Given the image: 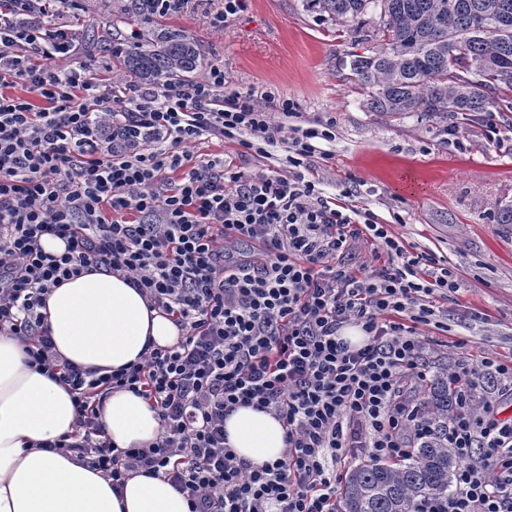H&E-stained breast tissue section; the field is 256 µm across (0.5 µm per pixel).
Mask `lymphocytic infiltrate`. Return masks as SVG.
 <instances>
[{
	"label": "lymphocytic infiltrate",
	"mask_w": 512,
	"mask_h": 512,
	"mask_svg": "<svg viewBox=\"0 0 512 512\" xmlns=\"http://www.w3.org/2000/svg\"><path fill=\"white\" fill-rule=\"evenodd\" d=\"M0 333L30 367L74 395L76 429L51 442L122 487L164 476L190 512H338L339 465L392 460L437 424L406 385L425 386L432 327L451 331L441 301L461 279L434 251L403 243L370 209L324 195L306 178L333 154V120L288 126L254 94L224 93V69L121 99L72 54L58 0H0ZM236 140L240 157L281 148L287 175L248 174L188 145ZM62 239L45 252L43 236ZM250 252H237L240 244ZM375 263L357 261L358 244ZM91 270L124 276L181 332L142 362L94 376L60 361L40 313L49 289ZM363 339L351 343L346 329ZM448 445L462 460L445 508L512 512V358L489 351L448 372ZM127 390L156 410L143 448L106 436L96 401ZM251 406L282 422L279 460L254 464L227 446L224 421Z\"/></svg>",
	"instance_id": "f902f5d3"
}]
</instances>
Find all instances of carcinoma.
<instances>
[{
	"mask_svg": "<svg viewBox=\"0 0 512 512\" xmlns=\"http://www.w3.org/2000/svg\"><path fill=\"white\" fill-rule=\"evenodd\" d=\"M308 10L338 23L355 22L356 34L380 16V46L366 55H350L353 80L367 90V107L389 117L419 114L457 131L480 122L497 102L495 94L512 90V0H305ZM465 40L449 52L448 38ZM125 84L154 85L166 78L186 81L202 66L196 44L169 29L129 46L117 45ZM483 66L478 84L460 77L462 68ZM489 218L512 230V200L496 202ZM448 370L433 375L427 409L448 423ZM460 459L437 433L401 460L362 461L347 473L339 512H417L425 502L445 500Z\"/></svg>",
	"mask_w": 512,
	"mask_h": 512,
	"instance_id": "carcinoma-1",
	"label": "carcinoma"
}]
</instances>
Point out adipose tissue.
<instances>
[{
  "mask_svg": "<svg viewBox=\"0 0 512 512\" xmlns=\"http://www.w3.org/2000/svg\"><path fill=\"white\" fill-rule=\"evenodd\" d=\"M40 312L60 356L101 375L141 361L148 343L168 346L179 336L119 274L93 271L65 281L48 291ZM97 412L121 448L144 447L160 432L156 411L129 391L109 393ZM75 422L72 394L29 367L18 341L0 333V512H189L167 479L134 475L117 492L75 454L45 449ZM224 428L239 457L280 459L284 430L271 415L241 406Z\"/></svg>",
  "mask_w": 512,
  "mask_h": 512,
  "instance_id": "ef3b65f1",
  "label": "adipose tissue"
}]
</instances>
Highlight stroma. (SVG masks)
<instances>
[{
  "mask_svg": "<svg viewBox=\"0 0 512 512\" xmlns=\"http://www.w3.org/2000/svg\"><path fill=\"white\" fill-rule=\"evenodd\" d=\"M128 0H79L66 20L76 53L60 60L66 71L106 60L100 78L119 67L110 44L149 37L161 28L192 38L204 66L224 68L225 93L263 94L294 101L303 121L333 119L334 157L310 172L328 196L356 191L357 206L371 209L395 235L434 251L463 276L456 301L445 303L449 325L467 324L469 358L492 349L512 353V231L492 223L495 201L512 200V150L490 142L475 125L446 136L417 116L392 118L370 111L367 93L349 81V27L307 11L304 0H246L223 28L211 16L221 0H189L175 17L127 15ZM401 214L403 223L393 221Z\"/></svg>",
  "mask_w": 512,
  "mask_h": 512,
  "instance_id": "1",
  "label": "stroma"
}]
</instances>
